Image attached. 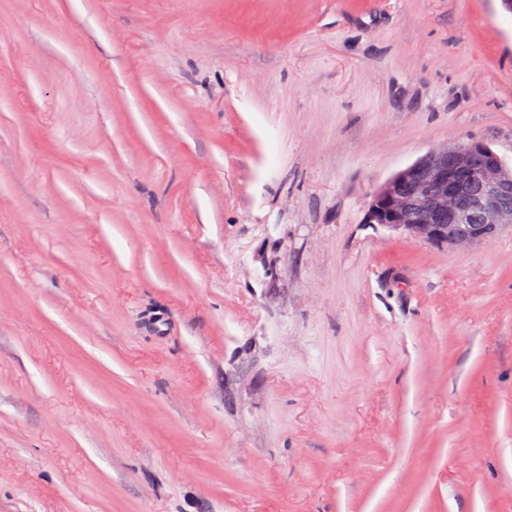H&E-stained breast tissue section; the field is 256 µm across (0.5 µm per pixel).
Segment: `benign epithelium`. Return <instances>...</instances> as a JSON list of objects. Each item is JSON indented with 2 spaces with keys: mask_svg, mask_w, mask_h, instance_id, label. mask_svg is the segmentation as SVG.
<instances>
[{
  "mask_svg": "<svg viewBox=\"0 0 512 512\" xmlns=\"http://www.w3.org/2000/svg\"><path fill=\"white\" fill-rule=\"evenodd\" d=\"M369 222L450 251L512 232V168L478 141L427 152L372 196Z\"/></svg>",
  "mask_w": 512,
  "mask_h": 512,
  "instance_id": "obj_1",
  "label": "benign epithelium"
}]
</instances>
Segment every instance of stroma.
<instances>
[{
  "label": "stroma",
  "instance_id": "35a3bbf8",
  "mask_svg": "<svg viewBox=\"0 0 512 512\" xmlns=\"http://www.w3.org/2000/svg\"><path fill=\"white\" fill-rule=\"evenodd\" d=\"M465 140L501 0H0V512H512V233L367 221Z\"/></svg>",
  "mask_w": 512,
  "mask_h": 512
}]
</instances>
